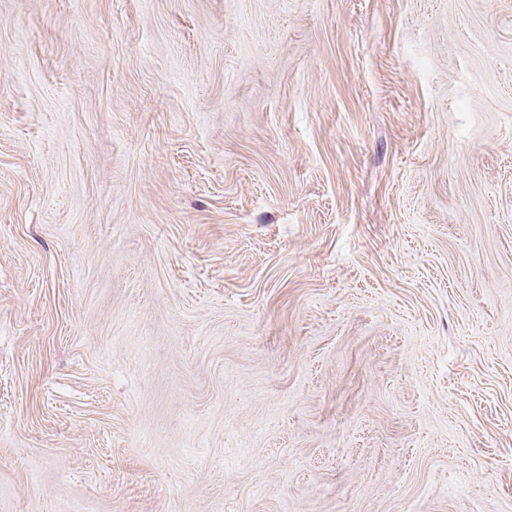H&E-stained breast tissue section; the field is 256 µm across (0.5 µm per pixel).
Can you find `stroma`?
I'll list each match as a JSON object with an SVG mask.
<instances>
[{
	"label": "stroma",
	"mask_w": 512,
	"mask_h": 512,
	"mask_svg": "<svg viewBox=\"0 0 512 512\" xmlns=\"http://www.w3.org/2000/svg\"><path fill=\"white\" fill-rule=\"evenodd\" d=\"M0 512H512V0H0Z\"/></svg>",
	"instance_id": "1"
}]
</instances>
